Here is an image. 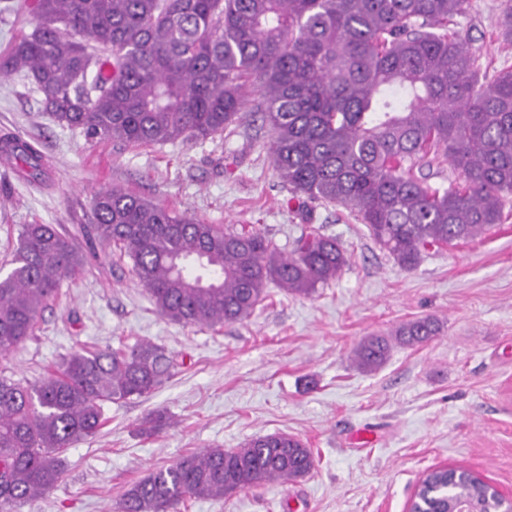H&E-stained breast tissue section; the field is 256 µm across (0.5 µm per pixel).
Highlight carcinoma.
Masks as SVG:
<instances>
[{"label":"carcinoma","instance_id":"carcinoma-1","mask_svg":"<svg viewBox=\"0 0 512 512\" xmlns=\"http://www.w3.org/2000/svg\"><path fill=\"white\" fill-rule=\"evenodd\" d=\"M470 0H22L32 30L0 52V77L23 73L43 111L90 143L151 147L205 141L238 126L250 101L268 125L280 180L344 205L404 269L504 221L512 196V67L488 77L455 29ZM0 151L29 180L43 156L12 134ZM448 164L455 178L429 184ZM83 241L55 224H23L0 274V354L32 339L66 279L114 247L156 311L214 328L247 319L271 283L308 296L350 256L310 232L285 253L254 227L187 217L121 188L92 198ZM433 317L367 336L353 361L375 370L396 346L440 334ZM163 348L137 342L81 349L35 383L0 372V508L43 496L64 475L66 449L96 436L103 405L141 397L171 377ZM165 425L148 415L145 436ZM315 458L286 434L206 448L134 482L118 512H174L267 482L308 475ZM424 512L496 508L487 482L461 469L427 472Z\"/></svg>","mask_w":512,"mask_h":512}]
</instances>
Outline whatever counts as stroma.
Wrapping results in <instances>:
<instances>
[{
    "label": "stroma",
    "instance_id": "35a3bbf8",
    "mask_svg": "<svg viewBox=\"0 0 512 512\" xmlns=\"http://www.w3.org/2000/svg\"><path fill=\"white\" fill-rule=\"evenodd\" d=\"M507 0H470L458 28L487 70L512 66L499 36ZM40 149L46 173L29 182L0 165V266L23 224L71 233L92 223L91 199L118 187L209 224H248L283 250L316 227L337 237L350 263L307 297L269 285L246 320L214 329L155 310L130 259L93 265L64 281L36 338L0 365L35 382L79 347L147 341L179 362L149 395L105 404L93 439L67 449L62 482L14 512H108L130 485L203 448H239L258 435L296 436L315 467L222 501L179 512H408L422 475L461 467L512 498V216L474 240L425 254L412 270L381 251L348 207L292 193L278 178L268 129L246 117L205 142L131 148L88 143L42 111L21 78H0V132ZM440 320L432 341L395 347L374 372L352 351L365 336L421 317ZM171 424L145 439L148 414Z\"/></svg>",
    "mask_w": 512,
    "mask_h": 512
}]
</instances>
